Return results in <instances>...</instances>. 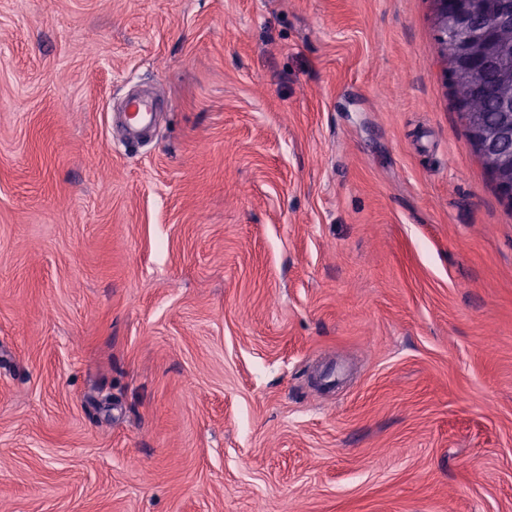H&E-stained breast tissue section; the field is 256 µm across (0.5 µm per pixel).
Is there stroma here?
Instances as JSON below:
<instances>
[{"label": "stroma", "instance_id": "35a3bbf8", "mask_svg": "<svg viewBox=\"0 0 512 512\" xmlns=\"http://www.w3.org/2000/svg\"><path fill=\"white\" fill-rule=\"evenodd\" d=\"M259 506L512 512V203L431 0H0V512ZM125 109L126 112L123 114L129 127L137 132L151 123L156 105L152 99L147 97L130 98L126 101Z\"/></svg>", "mask_w": 512, "mask_h": 512}]
</instances>
